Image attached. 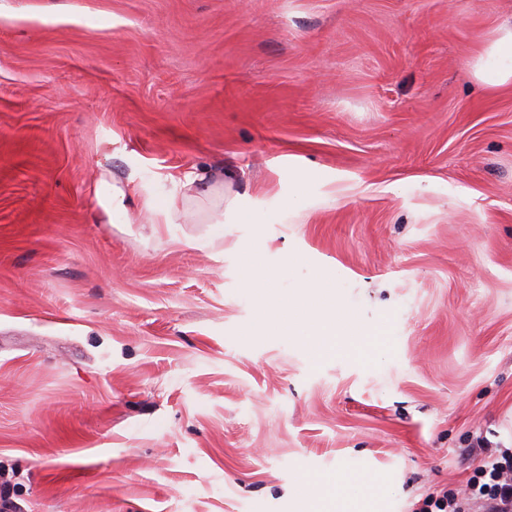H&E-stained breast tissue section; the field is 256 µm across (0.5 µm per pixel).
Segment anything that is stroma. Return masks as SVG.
I'll return each mask as SVG.
<instances>
[{"label":"stroma","mask_w":512,"mask_h":512,"mask_svg":"<svg viewBox=\"0 0 512 512\" xmlns=\"http://www.w3.org/2000/svg\"><path fill=\"white\" fill-rule=\"evenodd\" d=\"M512 0H0L8 512H425L512 448ZM209 170L240 224H150ZM128 190L110 223L100 179ZM330 275L357 334L262 323ZM474 76L491 86L512 84V27L490 44L475 64Z\"/></svg>","instance_id":"35a3bbf8"}]
</instances>
